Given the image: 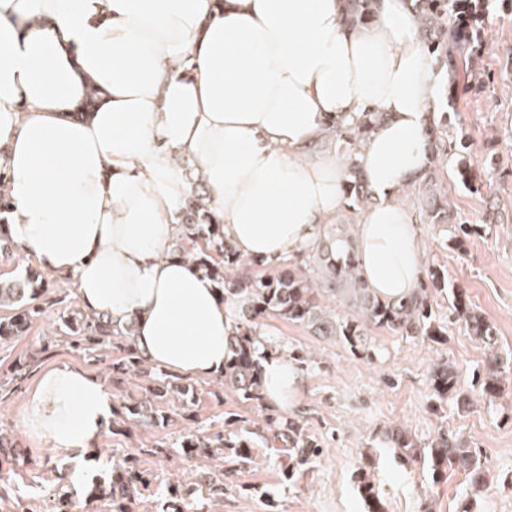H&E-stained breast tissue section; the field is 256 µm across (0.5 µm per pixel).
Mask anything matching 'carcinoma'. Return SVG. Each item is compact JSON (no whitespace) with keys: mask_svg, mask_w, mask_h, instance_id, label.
<instances>
[{"mask_svg":"<svg viewBox=\"0 0 512 512\" xmlns=\"http://www.w3.org/2000/svg\"><path fill=\"white\" fill-rule=\"evenodd\" d=\"M412 9L420 22L421 37L436 62L457 74L463 69L466 77L480 79L472 61L479 55L484 32L479 29V15L490 0H411ZM346 22L365 23L371 0H344ZM386 114L363 112L351 124L336 128L337 153L346 164L342 194L346 206L360 213L375 203L367 189L358 163L360 150L368 138L383 124ZM443 128H430L427 145L431 165L419 177L425 191L422 220L445 237L448 248L461 250L475 228L471 224H454L449 218L447 191L438 179L436 167L454 157L456 173L468 183L472 175V154L465 135L448 141V119L441 113ZM453 153H448V149ZM206 197L196 193L184 204L178 218L177 246L179 254L214 281L224 293L233 311L235 326L230 338L231 357L224 367L219 388L228 389L239 401L264 410L261 429L263 440L271 447L288 452L285 476L293 480L321 452L316 439L310 437L295 417H286L267 405L264 397L261 364L266 350L280 352L284 346L275 342L259 344L263 334L262 319L277 317L301 326L317 336H330L342 341L351 352L369 353L373 349L371 332L374 329L393 335L426 339L438 344L446 340L448 325L441 318L437 298L448 302L446 309L452 321L460 323L466 332L485 350L484 369L476 375V385L467 389L462 383L459 368L447 361L430 371L432 394L439 401H452L456 410L466 413L474 406L473 395L478 393L490 403L500 396L503 376L512 372V361L501 355L497 330L493 323L478 311L462 288L448 287V270L438 264L423 268L418 288L408 295L387 300L379 297L358 276V254L354 246L353 224H328L322 235L296 254L277 263L264 259H244L237 254L224 236V226L211 222L206 216ZM49 284L42 273L27 270L25 275L0 279V339L21 336L50 305L60 313V330L69 347L85 354L101 353V360H111L108 369L117 408L113 416L122 424H135L143 418L159 422L166 414L179 408L190 411L196 389L192 382L177 374H164V379L146 391L143 398L124 392L122 383L128 377L147 378L154 368L145 364L133 348V328L120 333L104 320L74 308L68 293L47 295ZM246 296L245 303L236 297ZM341 304L339 313L327 302ZM228 430L206 437L193 433L184 436L181 448L185 455L201 454L221 461V478H210L206 489L193 503L183 497L176 485L167 487L157 502V512H184L192 505L195 512H212V500L224 496V479L237 471V465L249 459L250 441L255 434L247 426L237 425V419L225 422ZM384 444L395 450L404 462L421 463L431 475L432 482L448 478L452 472H463L475 491L483 488L484 462L476 449L466 441L439 434L420 445L402 428L384 434ZM373 460L365 458L355 479L357 490L368 507L367 512H384L379 491L370 480ZM151 484L149 473L138 466V460L128 457L112 463L107 483H95L83 491L85 501L104 499L111 512H139L138 505L144 488Z\"/></svg>","mask_w":512,"mask_h":512,"instance_id":"carcinoma-1","label":"carcinoma"}]
</instances>
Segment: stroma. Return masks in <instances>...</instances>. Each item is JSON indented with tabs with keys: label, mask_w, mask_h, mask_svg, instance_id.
<instances>
[{
	"label": "stroma",
	"mask_w": 512,
	"mask_h": 512,
	"mask_svg": "<svg viewBox=\"0 0 512 512\" xmlns=\"http://www.w3.org/2000/svg\"><path fill=\"white\" fill-rule=\"evenodd\" d=\"M482 24L487 45L474 66L484 87L459 95L446 111L449 131L469 138L473 168L485 186L476 192L455 171L442 175L453 221L477 225L478 232L460 253L438 241L428 225L420 230L426 261L447 266L449 286L467 291L495 324L501 353L512 357V0H494ZM59 324L55 309L49 308L26 335L0 342V375L16 360L32 364L24 379L0 386V432L16 438L21 449L19 459L0 465V512H50L58 491L108 479L113 460L126 457L138 459L150 472L154 489L165 490L176 477L195 488L197 473L211 465L181 454L183 436L221 430L231 413L248 421L257 415L233 393L217 398L203 392L195 396L190 415L173 411L164 422L133 426L128 435L104 431L79 459L35 445L22 430L20 411L26 391L41 375L63 363L105 372L104 362L88 360L59 342ZM265 330L272 340L312 358L300 371L303 384L295 408L323 451L291 485L283 480L282 457L255 440L250 460L239 466L216 503L217 512H367L355 472L368 456L385 512H460L464 507L512 512V375L504 378L495 403L478 402L467 413L430 401L434 362L453 361L468 382L485 358L463 326L449 324L448 339L440 344L378 331L367 356L283 320L267 319ZM392 427L405 428L422 443L443 431L463 437L486 459L484 488L470 491L460 473L431 485L421 467L403 464L382 446V431ZM48 457L66 466L67 478L44 467Z\"/></svg>",
	"instance_id": "35a3bbf8"
}]
</instances>
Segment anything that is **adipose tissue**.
Segmentation results:
<instances>
[{
	"instance_id": "ef3b65f1",
	"label": "adipose tissue",
	"mask_w": 512,
	"mask_h": 512,
	"mask_svg": "<svg viewBox=\"0 0 512 512\" xmlns=\"http://www.w3.org/2000/svg\"><path fill=\"white\" fill-rule=\"evenodd\" d=\"M0 0V170L14 251L73 281L83 308L134 325L151 366L221 375L235 322L217 285L174 256L196 189L239 255L276 261L344 207L334 131L387 113L358 163L378 203L356 227L359 275L378 296L416 288L424 253L402 201L429 166L446 72L409 0ZM91 112L75 118L90 92ZM269 406L295 402L287 352L262 363ZM106 381L42 375L21 420L34 443L82 457L112 420Z\"/></svg>"
}]
</instances>
